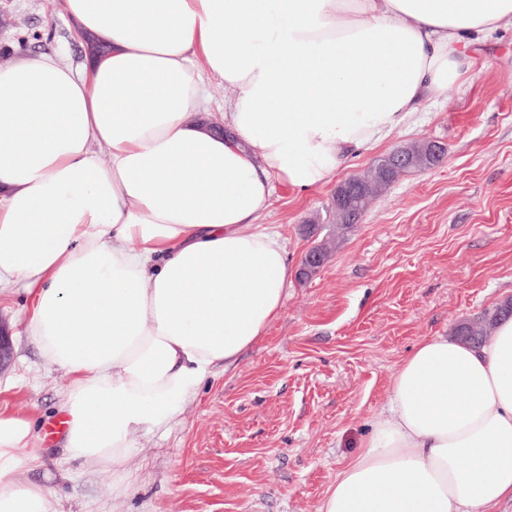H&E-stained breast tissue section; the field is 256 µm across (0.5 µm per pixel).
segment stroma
Returning a JSON list of instances; mask_svg holds the SVG:
<instances>
[{"mask_svg":"<svg viewBox=\"0 0 512 512\" xmlns=\"http://www.w3.org/2000/svg\"><path fill=\"white\" fill-rule=\"evenodd\" d=\"M477 62L421 103L346 175L396 146L428 138L446 155L401 176L360 224L337 236L335 183L298 195L278 187L266 217L299 267L319 240L332 255L292 280L266 336L216 368L166 433L135 435L129 489L95 462L69 461L61 435L67 377L24 331L25 294L0 295L13 359L0 397L34 411L43 464L23 470L50 490V512H318L327 487L386 414L389 382L423 338L512 299V26L481 34ZM54 53L82 70L85 49L64 0H0V51Z\"/></svg>","mask_w":512,"mask_h":512,"instance_id":"1","label":"stroma"}]
</instances>
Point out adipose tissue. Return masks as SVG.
<instances>
[{"label": "adipose tissue", "instance_id": "1", "mask_svg": "<svg viewBox=\"0 0 512 512\" xmlns=\"http://www.w3.org/2000/svg\"><path fill=\"white\" fill-rule=\"evenodd\" d=\"M98 44L0 65V285L68 377L70 460L130 486L161 430L279 318L294 270L275 189L327 184L460 75L512 0H65ZM232 96L223 118L208 85ZM43 450L0 408V512H50ZM512 500V318L485 344L420 341L389 414L319 512H494Z\"/></svg>", "mask_w": 512, "mask_h": 512}]
</instances>
